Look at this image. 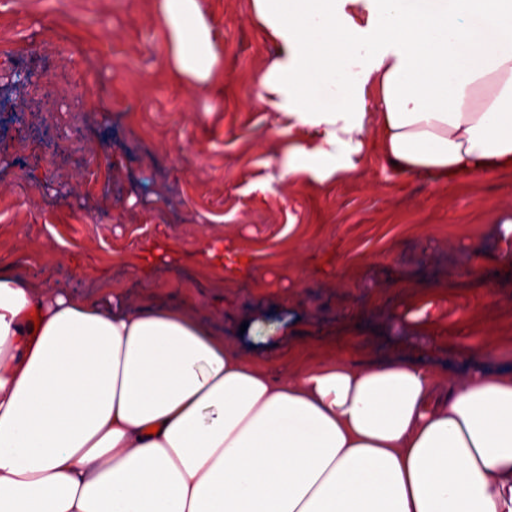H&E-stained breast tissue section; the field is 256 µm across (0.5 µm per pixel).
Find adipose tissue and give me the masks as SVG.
I'll use <instances>...</instances> for the list:
<instances>
[{
  "instance_id": "obj_1",
  "label": "adipose tissue",
  "mask_w": 512,
  "mask_h": 512,
  "mask_svg": "<svg viewBox=\"0 0 512 512\" xmlns=\"http://www.w3.org/2000/svg\"><path fill=\"white\" fill-rule=\"evenodd\" d=\"M169 67L222 52L199 0H158ZM278 49L257 79L289 182L368 152L468 180L512 159V0H252ZM219 279L251 259L206 244ZM290 370L247 359L192 307L126 310L0 271V512H512V372L468 353Z\"/></svg>"
}]
</instances>
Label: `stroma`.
Listing matches in <instances>:
<instances>
[{
  "label": "stroma",
  "instance_id": "1",
  "mask_svg": "<svg viewBox=\"0 0 512 512\" xmlns=\"http://www.w3.org/2000/svg\"><path fill=\"white\" fill-rule=\"evenodd\" d=\"M224 74L174 80L156 0H0L16 52L0 63V253L24 281L92 298L122 293L191 303L251 355L242 322L271 332L263 350L302 369L422 356L458 383L465 354L512 367V170L448 186L368 157L358 175L317 186L279 177L284 147L256 95L277 54L251 0H200ZM52 58V82L11 83ZM93 89L87 99L69 88ZM248 255L257 274L211 288L194 254L211 240ZM171 240L179 270H143ZM480 267L479 276L468 270ZM493 297H486V286ZM427 310L433 333L412 332Z\"/></svg>",
  "mask_w": 512,
  "mask_h": 512
}]
</instances>
